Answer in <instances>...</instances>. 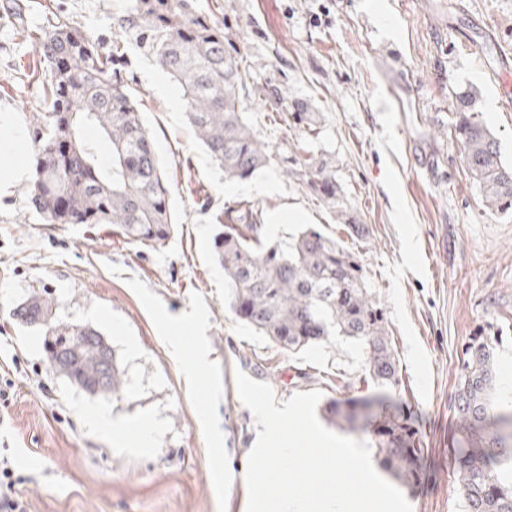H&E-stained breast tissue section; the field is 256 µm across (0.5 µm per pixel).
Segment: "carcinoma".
Listing matches in <instances>:
<instances>
[{
  "mask_svg": "<svg viewBox=\"0 0 512 512\" xmlns=\"http://www.w3.org/2000/svg\"><path fill=\"white\" fill-rule=\"evenodd\" d=\"M126 23L147 34L159 67L180 86L187 118L224 175L243 180L270 162L240 95L248 88L236 54L224 46V27L199 14L189 0H132ZM44 67L43 121L37 128L35 177L30 203L48 224H112L132 243L162 245L173 220L168 183L134 94L113 70L115 53L70 19L55 17L36 44ZM480 94L455 93L451 138L480 186L486 206L512 209V164L475 116ZM85 124L99 127L112 157L100 158L81 137ZM311 189L336 205V180L319 165ZM224 231L214 249L224 266L230 307L260 335L288 352L316 346L332 336L362 345L367 379L397 389L399 360L387 332V316L367 288L357 255L319 229L265 244L262 223L251 210L229 208L217 216ZM54 300L33 297L17 306L24 324L46 327L51 367L72 384L110 399L122 391L114 355L89 326L53 321ZM454 390V460L463 512H512V407L495 410L498 380L494 346L476 336ZM370 401L332 399L327 421L346 431L371 434L384 467L409 487L422 483L425 448L420 430L403 415L376 417L362 411Z\"/></svg>",
  "mask_w": 512,
  "mask_h": 512,
  "instance_id": "cac0c4a2",
  "label": "carcinoma"
}]
</instances>
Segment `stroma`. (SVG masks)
I'll return each mask as SVG.
<instances>
[{"mask_svg":"<svg viewBox=\"0 0 512 512\" xmlns=\"http://www.w3.org/2000/svg\"><path fill=\"white\" fill-rule=\"evenodd\" d=\"M129 4L0 0V105L12 109L0 136L14 148L0 170L17 155L34 160L44 96L35 33L48 13L64 14L118 50L176 219L171 238L151 247L109 224L45 223L26 183L0 198V384L12 394L0 454L22 475L31 512H246L257 430L236 391L239 370L280 402L319 389L409 411L429 448L424 485L406 494L413 512H462L448 444L472 337H490L496 396L512 401V211L488 209L460 161L452 102L462 87L479 90V118L512 164V112L494 83L501 47L512 50V0H197L223 24L255 89L242 106L270 162L244 180L225 179L197 140L177 84L159 94L147 40L123 22ZM299 106L317 124H285ZM308 161L335 176L337 206L311 191ZM267 176L274 189L256 191ZM237 205L259 215L268 242L314 226L361 258L387 312L397 390L365 382L355 341L289 353L236 319L214 236L217 214ZM352 224L367 225L368 237L351 236ZM46 294L55 319L102 333L122 373L119 396L92 395L50 368L43 328L13 315ZM201 347L207 362L187 383L186 359ZM98 409L118 426L152 419L150 445L92 432L85 415Z\"/></svg>","mask_w":512,"mask_h":512,"instance_id":"35a3bbf8","label":"stroma"}]
</instances>
